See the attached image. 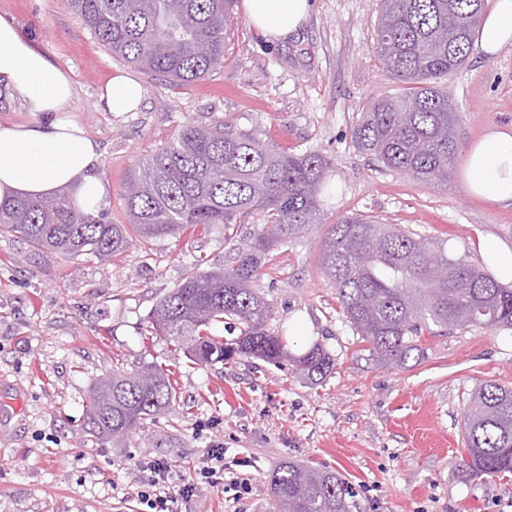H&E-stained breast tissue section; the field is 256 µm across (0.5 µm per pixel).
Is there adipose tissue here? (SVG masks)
Segmentation results:
<instances>
[{"instance_id": "ef3b65f1", "label": "adipose tissue", "mask_w": 512, "mask_h": 512, "mask_svg": "<svg viewBox=\"0 0 512 512\" xmlns=\"http://www.w3.org/2000/svg\"><path fill=\"white\" fill-rule=\"evenodd\" d=\"M313 0H243L248 22L268 40L282 41L306 24ZM474 43L485 56L512 45V0H493L475 30ZM0 85L40 121L18 126L0 123V202L18 197L50 198L65 186L87 213H97L111 194L96 168L99 146L78 124L65 119L74 89L68 74L46 51L0 18ZM141 85L119 73L101 94L107 111H136ZM465 189L469 196L512 207V127L488 130L466 152Z\"/></svg>"}]
</instances>
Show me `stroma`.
<instances>
[{
	"label": "stroma",
	"instance_id": "35a3bbf8",
	"mask_svg": "<svg viewBox=\"0 0 512 512\" xmlns=\"http://www.w3.org/2000/svg\"><path fill=\"white\" fill-rule=\"evenodd\" d=\"M0 16L46 50L71 77L68 117L100 146L97 173L112 188L100 213L126 221L124 184L138 159L167 143L185 118L231 122L237 132L331 162L322 213L279 246L254 282L271 306L269 333L297 355L318 342L334 357L312 383L288 359L238 357L199 365L153 336L148 314L193 259L227 262L259 224L234 238L208 232L134 243L109 264L73 262L0 235V512H143L137 493L147 462L170 470L164 490L195 482L213 448L247 460L249 494L198 484L187 512H272L270 476L287 460L344 475L360 512H512V475L471 479L459 466L462 415L475 384L512 388V329L426 332L404 365L370 360L319 263L322 239L345 216H368L427 239L448 257L484 269L478 242L512 247V207L469 197L468 145L512 125V45L473 51L438 86L454 105L457 154L447 183H424L360 152L352 131L368 101L403 86L376 52L377 0H314L299 36L267 43L234 8L223 67L187 86L140 74L64 8L62 0H0ZM124 72L143 87L134 112L105 111L99 96ZM153 363L172 373L169 414L123 442L80 431L92 382L113 366Z\"/></svg>",
	"mask_w": 512,
	"mask_h": 512
}]
</instances>
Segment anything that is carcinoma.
I'll list each match as a JSON object with an SVG mask.
<instances>
[{"instance_id": "obj_1", "label": "carcinoma", "mask_w": 512, "mask_h": 512, "mask_svg": "<svg viewBox=\"0 0 512 512\" xmlns=\"http://www.w3.org/2000/svg\"><path fill=\"white\" fill-rule=\"evenodd\" d=\"M234 0H63L120 60L145 75L187 86L224 63ZM488 0H380L377 49L384 68L406 84L397 96L373 98L352 133L357 148L385 167L421 182H448L457 144L455 112L437 81L469 58L473 28ZM204 43L208 52H198ZM329 163L316 152L270 149L229 122L202 126L186 119L176 136L138 161L123 193L125 224H106L79 210L61 189L52 199L17 197L0 203V233L73 259L115 260L133 240L224 230L253 214L263 217L250 243L224 268L194 260L181 281L148 315L174 350L197 364L235 356L278 363L318 380L335 359L320 343L294 356L288 340L268 333L269 303L253 288L270 253L298 235L320 212ZM344 314L371 360L403 365L417 338L435 326L512 328V288L460 259L430 251L411 232L359 217L332 225L320 252ZM243 324L240 336L217 340L210 327L224 318ZM170 373L153 365L112 367L87 397L84 432L119 441L170 407ZM460 466L476 479L512 474V388L479 382L462 420ZM277 512H358L347 479L331 470L285 462L273 473Z\"/></svg>"}]
</instances>
